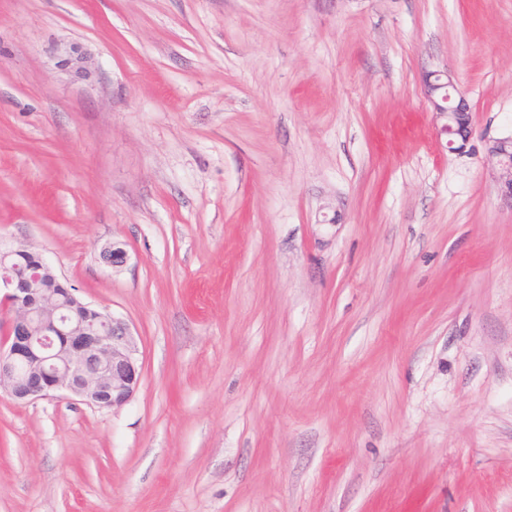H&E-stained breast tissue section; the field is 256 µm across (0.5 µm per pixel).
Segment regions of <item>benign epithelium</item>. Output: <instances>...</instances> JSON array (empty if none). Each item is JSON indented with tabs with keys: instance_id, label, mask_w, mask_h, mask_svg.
Wrapping results in <instances>:
<instances>
[{
	"instance_id": "benign-epithelium-1",
	"label": "benign epithelium",
	"mask_w": 512,
	"mask_h": 512,
	"mask_svg": "<svg viewBox=\"0 0 512 512\" xmlns=\"http://www.w3.org/2000/svg\"><path fill=\"white\" fill-rule=\"evenodd\" d=\"M424 93L440 133L448 137V151L467 152L472 116L451 76L434 75L425 82ZM485 152L500 196L512 207V135L488 140ZM25 251L0 246V325L6 324L0 337V389L18 401L59 392L93 408H122L141 378L128 323L79 298L43 256L20 268L16 257ZM100 259L120 268L127 251L114 242L101 250ZM45 281L60 284L50 304L41 288Z\"/></svg>"
}]
</instances>
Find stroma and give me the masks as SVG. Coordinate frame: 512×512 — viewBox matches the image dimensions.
<instances>
[{"label":"stroma","mask_w":512,"mask_h":512,"mask_svg":"<svg viewBox=\"0 0 512 512\" xmlns=\"http://www.w3.org/2000/svg\"><path fill=\"white\" fill-rule=\"evenodd\" d=\"M509 134L512 0H0V240L142 364L0 391V512H512ZM431 77H434L433 80ZM424 93L436 121L440 123V133L448 137V151L458 154L467 152L473 134L472 116L465 98L457 91L448 72L426 79ZM485 152L488 163L496 171L500 196L512 207V134L489 139Z\"/></svg>","instance_id":"1"}]
</instances>
